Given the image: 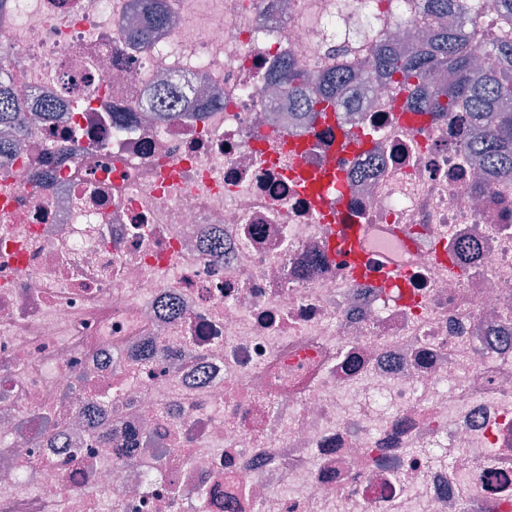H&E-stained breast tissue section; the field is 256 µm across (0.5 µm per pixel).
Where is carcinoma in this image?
Listing matches in <instances>:
<instances>
[{
  "mask_svg": "<svg viewBox=\"0 0 512 512\" xmlns=\"http://www.w3.org/2000/svg\"><path fill=\"white\" fill-rule=\"evenodd\" d=\"M405 7L428 29L422 49L401 53L376 32L371 67L396 88L414 93L426 90L419 99L406 100V109L419 115L431 112H463L469 128L464 140L466 154L483 167L512 173V0H404ZM491 12L494 29L484 28L479 16ZM319 84L311 94L309 84ZM368 81L353 56L336 64V69L317 73L297 70L293 65L280 73V84L304 116L315 121L329 111L343 112L347 91ZM15 93L8 71L0 62V151L14 147L11 131L18 116ZM181 92L175 87L160 90L158 105L174 118L173 107Z\"/></svg>",
  "mask_w": 512,
  "mask_h": 512,
  "instance_id": "carcinoma-1",
  "label": "carcinoma"
}]
</instances>
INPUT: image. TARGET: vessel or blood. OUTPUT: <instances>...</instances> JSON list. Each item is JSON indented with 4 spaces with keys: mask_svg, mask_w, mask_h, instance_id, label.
Masks as SVG:
<instances>
[{
    "mask_svg": "<svg viewBox=\"0 0 512 512\" xmlns=\"http://www.w3.org/2000/svg\"><path fill=\"white\" fill-rule=\"evenodd\" d=\"M306 187L317 203H332L336 207L339 224L333 225L330 251L349 252L356 259L355 268L350 269L351 277H359L370 259L374 238L385 236L392 240L393 247L384 257L382 271L375 281L376 286L387 287L403 285L408 269L405 255L418 244L407 227L400 224H347L343 217L347 208L339 194L341 189L340 177L335 165H326L323 169L312 173L306 180Z\"/></svg>",
    "mask_w": 512,
    "mask_h": 512,
    "instance_id": "obj_1",
    "label": "vessel or blood"
}]
</instances>
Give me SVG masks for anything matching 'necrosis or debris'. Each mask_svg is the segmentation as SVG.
<instances>
[{
	"instance_id": "obj_1",
	"label": "necrosis or debris",
	"mask_w": 512,
	"mask_h": 512,
	"mask_svg": "<svg viewBox=\"0 0 512 512\" xmlns=\"http://www.w3.org/2000/svg\"><path fill=\"white\" fill-rule=\"evenodd\" d=\"M0 0L23 151L0 153V512H512V174L448 114L348 97L380 161L349 212L409 224L408 300L353 280L294 175L333 129L272 91L287 58L367 60L371 0ZM187 84L166 121L150 99ZM53 101V119L31 107ZM87 100L77 110L78 100Z\"/></svg>"
}]
</instances>
